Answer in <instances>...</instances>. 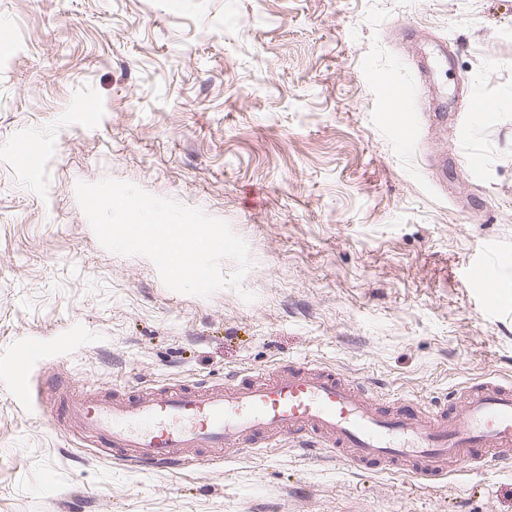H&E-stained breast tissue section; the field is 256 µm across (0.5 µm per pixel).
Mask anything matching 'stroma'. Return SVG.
Masks as SVG:
<instances>
[{
	"mask_svg": "<svg viewBox=\"0 0 512 512\" xmlns=\"http://www.w3.org/2000/svg\"><path fill=\"white\" fill-rule=\"evenodd\" d=\"M105 178L227 221L239 288L174 292L107 251L76 197ZM21 345L0 512H512V463L429 481L279 439L155 472L39 405L58 372L109 395L291 360L429 406L512 381V0H0V365ZM15 392L24 397L29 392V353L26 350H17L13 353L5 367Z\"/></svg>",
	"mask_w": 512,
	"mask_h": 512,
	"instance_id": "obj_1",
	"label": "stroma"
}]
</instances>
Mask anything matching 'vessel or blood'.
Returning <instances> with one entry per match:
<instances>
[{
  "label": "vessel or blood",
  "mask_w": 512,
  "mask_h": 512,
  "mask_svg": "<svg viewBox=\"0 0 512 512\" xmlns=\"http://www.w3.org/2000/svg\"><path fill=\"white\" fill-rule=\"evenodd\" d=\"M5 371L15 392L30 387L29 354L18 350ZM75 423L119 458L161 468L193 458L206 463L273 437L325 441L357 470L382 467L425 480L493 458L512 461V384L465 386L447 412L397 401L384 405L335 368L291 361L237 372L223 386L179 385L132 396L84 395Z\"/></svg>",
  "instance_id": "vessel-or-blood-1"
}]
</instances>
